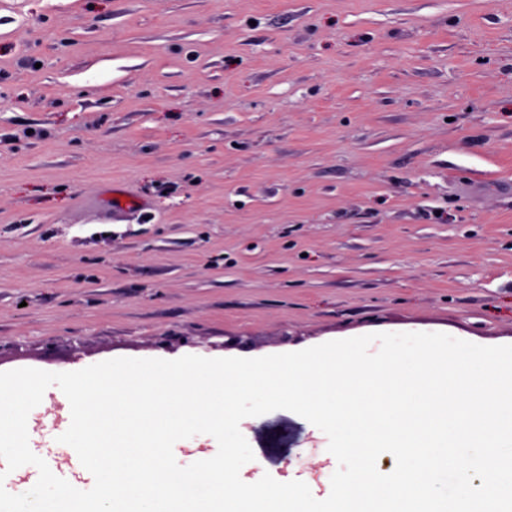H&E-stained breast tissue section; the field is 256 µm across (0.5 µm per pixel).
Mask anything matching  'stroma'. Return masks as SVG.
I'll use <instances>...</instances> for the list:
<instances>
[{"instance_id": "obj_1", "label": "stroma", "mask_w": 512, "mask_h": 512, "mask_svg": "<svg viewBox=\"0 0 512 512\" xmlns=\"http://www.w3.org/2000/svg\"><path fill=\"white\" fill-rule=\"evenodd\" d=\"M374 327L512 343V0H0V372ZM112 211L118 214H128L144 209V205L135 197L123 189L112 190V195L107 199Z\"/></svg>"}]
</instances>
